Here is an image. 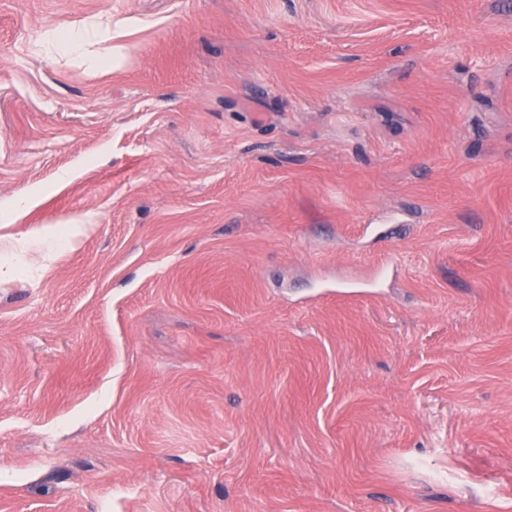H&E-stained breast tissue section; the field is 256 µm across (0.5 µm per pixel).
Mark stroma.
Wrapping results in <instances>:
<instances>
[{"instance_id":"1","label":"stroma","mask_w":512,"mask_h":512,"mask_svg":"<svg viewBox=\"0 0 512 512\" xmlns=\"http://www.w3.org/2000/svg\"><path fill=\"white\" fill-rule=\"evenodd\" d=\"M1 236L0 512H512V0H0Z\"/></svg>"}]
</instances>
